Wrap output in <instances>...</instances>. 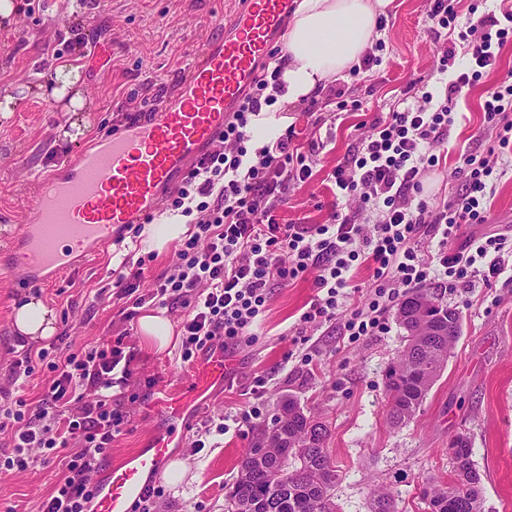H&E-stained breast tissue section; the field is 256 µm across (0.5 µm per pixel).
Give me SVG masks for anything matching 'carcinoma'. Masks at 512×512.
I'll use <instances>...</instances> for the list:
<instances>
[{
	"mask_svg": "<svg viewBox=\"0 0 512 512\" xmlns=\"http://www.w3.org/2000/svg\"><path fill=\"white\" fill-rule=\"evenodd\" d=\"M397 317L407 344L385 374L386 417L393 426L414 418L461 335L459 313L420 289L400 302ZM327 437L323 422L295 399L283 400L272 427L256 441L269 443L268 452L259 455L249 448L242 457L226 498L227 512H340L334 490L341 474L327 451ZM451 445L457 448L454 482H426L422 499L430 512H482L480 476L470 443L459 435ZM371 512L402 510L394 494L376 490Z\"/></svg>",
	"mask_w": 512,
	"mask_h": 512,
	"instance_id": "1",
	"label": "carcinoma"
}]
</instances>
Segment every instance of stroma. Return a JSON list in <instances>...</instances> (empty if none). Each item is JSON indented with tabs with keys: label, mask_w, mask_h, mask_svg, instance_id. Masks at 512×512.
<instances>
[{
	"label": "stroma",
	"mask_w": 512,
	"mask_h": 512,
	"mask_svg": "<svg viewBox=\"0 0 512 512\" xmlns=\"http://www.w3.org/2000/svg\"><path fill=\"white\" fill-rule=\"evenodd\" d=\"M86 2V10L75 13L72 0H30L10 29H0V91L15 98L10 115L0 116V253L12 250L15 228L36 200L38 176L117 130L124 112L155 107L160 88L178 84L234 0ZM429 9L430 0H393L371 48L380 65L335 81L345 92V109L327 106L324 91L316 101L289 106L288 121L302 135L318 122L329 142L315 158L312 178L289 187L280 211L284 221L323 222L331 199L326 176L353 151L373 118L393 108L401 90L416 79L432 91L449 81L438 69L445 43L430 29ZM64 63L82 74L86 103L78 113L39 90ZM496 79L493 73L483 75L459 93L455 122L438 151L439 167L425 185L431 206H441L460 189L462 153L493 146L483 129L481 105ZM74 121L79 136L62 138V129ZM494 232L512 236V166L494 182L487 222L465 230L469 237ZM128 255L106 245L79 272L38 287L15 274L0 275V392L18 391L35 402L52 377L41 363L23 388L12 382L11 365L21 349L12 312L32 297L55 314L57 332L50 340L55 352L105 338L131 354L126 387L112 390L128 415L112 444L114 462L142 447L155 430L151 403L159 391L189 388L193 371L180 360L177 345L159 351L146 344L139 330L144 307L113 297L112 272ZM129 256L145 262L143 294L151 291L154 277L178 261L173 246L154 254L142 247ZM427 288L456 308L462 334L416 416L394 427L386 419L384 378L405 346L396 306L383 312L382 333L353 340L335 324L301 323L318 294L311 278L274 286L257 318L255 342L230 351L232 373L193 418L182 447L173 449V460L185 465L184 477L178 485L164 484L154 512H224L246 449L271 425L288 395L328 427L327 448L342 474L335 490L341 512H370L376 487L398 496L404 512H428L420 488L428 480H454L448 448L459 435L472 449L484 512H512V269L488 280L472 275L452 286L436 280ZM256 375L266 380L260 397L251 392ZM254 406L261 415L250 421L245 435L216 431L222 418L241 416ZM202 435L207 448H193ZM9 453V439L0 434V512H39L62 474L60 465L36 448L28 467L19 470L8 466Z\"/></svg>",
	"instance_id": "1"
}]
</instances>
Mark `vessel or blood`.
<instances>
[{"label": "vessel or blood", "mask_w": 512, "mask_h": 512, "mask_svg": "<svg viewBox=\"0 0 512 512\" xmlns=\"http://www.w3.org/2000/svg\"><path fill=\"white\" fill-rule=\"evenodd\" d=\"M292 7L293 0H235L219 33L155 112L132 117L41 176L14 240L19 256L0 258V269L41 286L48 274L75 269L77 259L113 242L126 225L157 219L165 199L223 136L226 118L281 43ZM230 366L215 349L195 365L189 391L163 395L160 424L144 448L98 475L92 512H131Z\"/></svg>", "instance_id": "obj_1"}]
</instances>
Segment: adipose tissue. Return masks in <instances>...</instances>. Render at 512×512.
<instances>
[{"label":"adipose tissue","mask_w":512,"mask_h":512,"mask_svg":"<svg viewBox=\"0 0 512 512\" xmlns=\"http://www.w3.org/2000/svg\"><path fill=\"white\" fill-rule=\"evenodd\" d=\"M392 0H299L288 31L281 105L314 94L321 85L358 66L377 38L378 18ZM17 335L32 341L53 337L55 315L30 298L13 313Z\"/></svg>","instance_id":"adipose-tissue-1"}]
</instances>
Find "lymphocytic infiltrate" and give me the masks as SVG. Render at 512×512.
<instances>
[{"mask_svg":"<svg viewBox=\"0 0 512 512\" xmlns=\"http://www.w3.org/2000/svg\"><path fill=\"white\" fill-rule=\"evenodd\" d=\"M457 17V0H434L428 13L436 30L456 29ZM456 31L469 68L440 93L409 87L402 108L373 120L360 145L330 173L334 199L323 224H286L278 214L289 185L312 177L321 137L313 133L301 142L289 127L259 148L247 147L252 116L283 91L281 67L263 69L225 122L219 143L167 200V211L192 226L178 248V263L157 276L145 296L136 293L143 268L116 271V299L180 309V358L190 364L200 352L252 343L271 288L300 276H310L319 292L301 322L339 320L357 338L383 331V308L398 300L401 289L439 277L466 278L484 258L489 276L502 274L505 235L463 239L454 251L448 243L462 238L465 225L487 220L499 153L512 147V70L482 105L484 127L497 148L465 154L464 188L441 209L430 208L424 183L439 163L435 150L448 138L458 93L496 69L512 42V4ZM351 201L359 214L346 212ZM358 262L371 268L377 282L365 307L351 289ZM124 358L123 349L107 341L53 357L27 349L14 361L16 380L31 377L40 360L54 374L38 402L18 395L0 405V432L11 434L10 464L27 468L30 451L42 448L64 466L39 512H91L96 477L127 422L112 398L124 382L118 370Z\"/></svg>","mask_w":512,"mask_h":512,"instance_id":"f902f5d3","label":"lymphocytic infiltrate"}]
</instances>
